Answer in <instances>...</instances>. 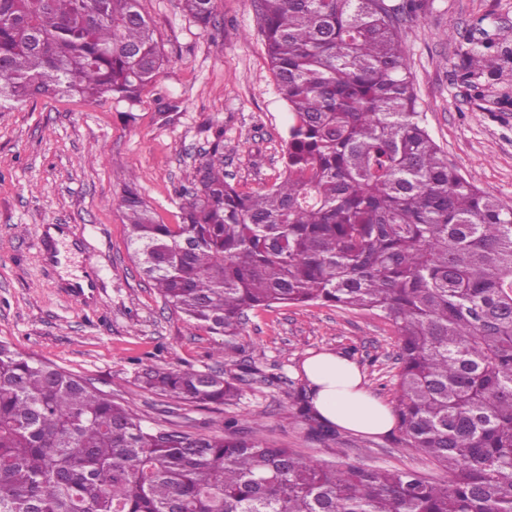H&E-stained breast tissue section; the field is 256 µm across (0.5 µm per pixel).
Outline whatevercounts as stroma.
<instances>
[{
  "label": "stroma",
  "instance_id": "stroma-1",
  "mask_svg": "<svg viewBox=\"0 0 512 512\" xmlns=\"http://www.w3.org/2000/svg\"><path fill=\"white\" fill-rule=\"evenodd\" d=\"M140 9L165 62L137 105L57 96L0 112V341L88 379L153 426L212 434L232 418L244 433L319 461L444 478L399 430L340 429L323 440L290 406V392L305 384L302 361L326 349L350 355L368 391L393 404L399 342L389 321L279 304L249 311L239 336H217L166 305L131 261L120 206L127 189L158 222L177 223L179 190L219 127L232 182L245 192L268 188L283 169L289 121L252 0H214L216 26L206 31L181 0H140ZM401 30L431 137L469 182L512 205V70L474 88L461 79L483 34L512 39V0H421ZM151 366L217 369L235 378L239 395L216 409L179 405L138 382Z\"/></svg>",
  "mask_w": 512,
  "mask_h": 512
}]
</instances>
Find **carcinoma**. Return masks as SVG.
<instances>
[{
	"mask_svg": "<svg viewBox=\"0 0 512 512\" xmlns=\"http://www.w3.org/2000/svg\"><path fill=\"white\" fill-rule=\"evenodd\" d=\"M291 119L280 181L224 173V130L179 222L121 199L132 256L175 312L237 336L246 312L376 311L400 341L394 414L450 473L320 462L227 430L148 427L83 377L0 342V512H512V206L467 181L418 111L399 22L418 0H254ZM203 29L213 0H182ZM487 37L464 77L502 68ZM164 63L139 0H0V110L54 94L133 107ZM143 387L192 407L224 374L152 367ZM297 417L323 438L303 391Z\"/></svg>",
	"mask_w": 512,
	"mask_h": 512,
	"instance_id": "1",
	"label": "carcinoma"
}]
</instances>
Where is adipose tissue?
<instances>
[{
	"label": "adipose tissue",
	"instance_id": "ef3b65f1",
	"mask_svg": "<svg viewBox=\"0 0 512 512\" xmlns=\"http://www.w3.org/2000/svg\"><path fill=\"white\" fill-rule=\"evenodd\" d=\"M302 376L312 403L329 423L362 435H384L395 426L391 408L363 385L357 364L334 350L304 359Z\"/></svg>",
	"mask_w": 512,
	"mask_h": 512
}]
</instances>
